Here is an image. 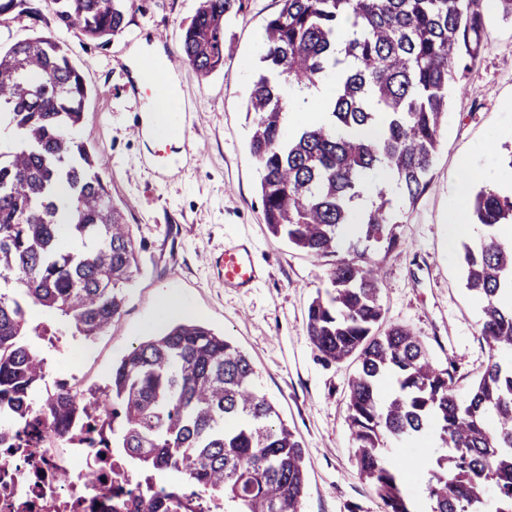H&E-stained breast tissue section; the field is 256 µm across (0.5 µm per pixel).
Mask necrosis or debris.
Masks as SVG:
<instances>
[{
    "mask_svg": "<svg viewBox=\"0 0 512 512\" xmlns=\"http://www.w3.org/2000/svg\"><path fill=\"white\" fill-rule=\"evenodd\" d=\"M146 488L115 457L71 440L53 448H0V512H135Z\"/></svg>",
    "mask_w": 512,
    "mask_h": 512,
    "instance_id": "obj_1",
    "label": "necrosis or debris"
}]
</instances>
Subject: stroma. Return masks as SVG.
<instances>
[{
    "label": "stroma",
    "instance_id": "35a3bbf8",
    "mask_svg": "<svg viewBox=\"0 0 512 512\" xmlns=\"http://www.w3.org/2000/svg\"><path fill=\"white\" fill-rule=\"evenodd\" d=\"M198 5L136 0L124 32L103 45L57 29L52 0H26L0 15L1 46L36 34L65 43L91 90L74 135L107 160L105 178L138 249L139 272L121 317L85 341L80 363L62 350L52 355L51 367L83 385L105 384L113 363L165 328L162 301L177 297L187 319L231 338L247 354L259 372V391L299 435L307 472L302 512H380L350 463L346 386L355 365L323 362L306 334L307 308L328 285L330 261L308 257L269 232L258 194L260 167L247 147L252 66L278 0H245L228 21L222 70L203 76L185 65L168 81L202 153L180 136L159 137L151 92L139 84L142 62L177 51L182 27ZM484 23V50L449 100L430 185L401 216L406 248L390 254L375 244L367 249L382 267L387 321L409 326L437 362L454 364L462 393L486 366L488 353L478 333L481 303L466 289L458 250L448 244V203L458 189L461 158L496 174L512 172L506 134L512 128V19L494 10L485 12ZM137 111L143 130L135 134L130 126ZM228 244L249 248L262 269L251 288L225 286L218 261ZM388 448L406 468L411 493H418L438 451L435 439L392 440Z\"/></svg>",
    "mask_w": 512,
    "mask_h": 512
}]
</instances>
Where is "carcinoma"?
<instances>
[{"label": "carcinoma", "mask_w": 512, "mask_h": 512, "mask_svg": "<svg viewBox=\"0 0 512 512\" xmlns=\"http://www.w3.org/2000/svg\"><path fill=\"white\" fill-rule=\"evenodd\" d=\"M267 22L263 67L252 83L249 151L259 162L270 232L317 259L336 256L331 289L312 299L306 331L327 363L351 358L347 425L360 479L382 512H512V197L479 191L469 217L483 227L462 244L466 288L483 300V373L461 396L456 370L424 339L385 323L380 267L364 242L405 247L401 210L377 170L413 205L429 184L448 91L484 36L483 0H279ZM56 25L107 42L124 31L129 0H53ZM241 0H201L176 57L207 76L224 68V21ZM324 84L320 120L285 133L289 90ZM88 89L64 44L40 35L0 49V444L33 428L49 446L76 438L110 448L136 476L169 487L141 512L181 507L185 492L223 501L222 512H300L302 444L256 388L259 373L226 336L194 322L149 337L112 366L108 382L76 395L47 390L44 347L64 330L38 322L60 313L87 340L122 314L139 272L136 241L102 177L106 161L71 131ZM370 203L363 204L364 200ZM357 225L348 256L344 228ZM432 434L439 454L422 502L389 461V440Z\"/></svg>", "instance_id": "carcinoma-1"}]
</instances>
